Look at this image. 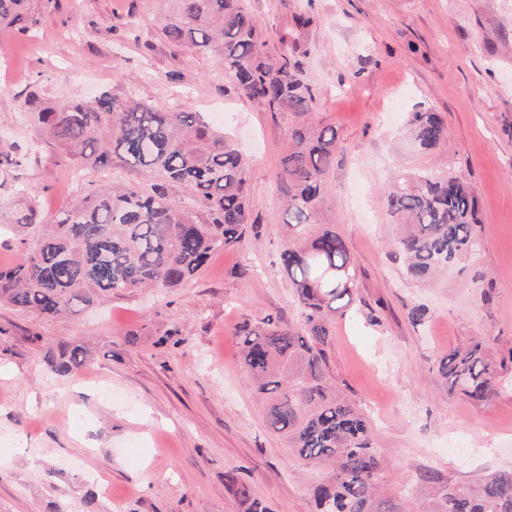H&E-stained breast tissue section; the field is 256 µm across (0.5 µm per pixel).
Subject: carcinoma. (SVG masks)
Masks as SVG:
<instances>
[{"label":"carcinoma","mask_w":512,"mask_h":512,"mask_svg":"<svg viewBox=\"0 0 512 512\" xmlns=\"http://www.w3.org/2000/svg\"><path fill=\"white\" fill-rule=\"evenodd\" d=\"M30 2L0 0V29L20 22ZM163 33L179 49L212 56L242 96L295 117L277 175L287 235L279 269L301 323L287 327L269 318L240 326L237 336L266 427L286 441L302 467L325 471L313 489L316 512H512V471L470 483L424 472L386 486L369 417L332 380L328 350L336 311L352 302L358 271L336 225L318 222L338 132L303 120L315 95L288 54L271 50L247 0H174ZM34 119L74 164L107 169L117 157L153 183L116 196L102 189L49 224L29 201L19 202L14 224L26 232L24 253L19 263L0 268V301L56 317L139 289L179 288L214 251L243 245L252 210L248 161L199 113L103 93L46 108ZM408 126L424 152L447 139L439 113L429 108L411 113ZM177 187L190 194L176 202L171 191ZM385 205L398 226L394 255L407 279L429 282L450 268L465 270L481 231L467 184L421 168L390 184ZM88 359L84 342L62 340L47 361L59 373L76 375ZM509 368L512 349L496 356L488 337L437 359L448 391L476 404L491 401Z\"/></svg>","instance_id":"1"}]
</instances>
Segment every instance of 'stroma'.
I'll list each match as a JSON object with an SVG mask.
<instances>
[{"label": "stroma", "mask_w": 512, "mask_h": 512, "mask_svg": "<svg viewBox=\"0 0 512 512\" xmlns=\"http://www.w3.org/2000/svg\"><path fill=\"white\" fill-rule=\"evenodd\" d=\"M316 97L309 121L335 126L340 148L319 221L335 225L359 284L336 319L330 373L369 416L397 484L425 471L466 482L512 470V370L475 404L452 395L435 360L474 336L512 349V0H249ZM158 0H32L29 32L0 30V267L19 259L10 212L27 187L44 221L106 187L150 183L113 160L75 171L32 113L106 91L201 113L250 159L254 210L240 249L216 251L182 287L117 296L47 318L0 302V435L19 434L0 465V512H314L312 477L269 432L236 330L295 325L276 267L284 235L276 179L293 117L241 96L210 56L173 48ZM308 24L296 26L297 17ZM439 112L446 142L416 150L406 123ZM437 167L472 188L480 247L432 287L392 254L383 191ZM380 307V324L367 320ZM425 311L413 324V308ZM64 338L93 350L77 376L45 356ZM111 397H104V389ZM244 482L249 500L230 488Z\"/></svg>", "instance_id": "1"}]
</instances>
